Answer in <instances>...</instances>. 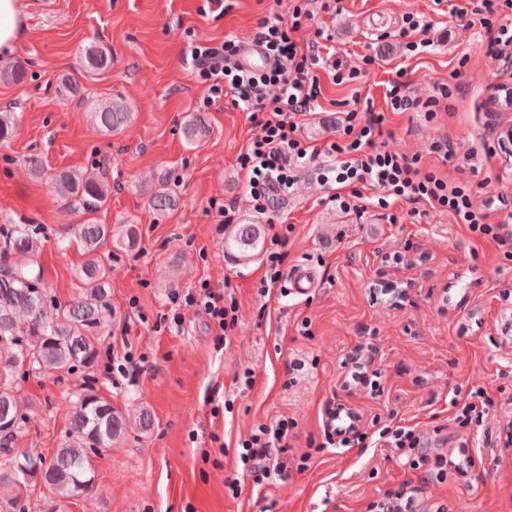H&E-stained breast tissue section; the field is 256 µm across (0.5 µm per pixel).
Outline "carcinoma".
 <instances>
[{
  "label": "carcinoma",
  "instance_id": "cac0c4a2",
  "mask_svg": "<svg viewBox=\"0 0 512 512\" xmlns=\"http://www.w3.org/2000/svg\"><path fill=\"white\" fill-rule=\"evenodd\" d=\"M83 66L90 72L107 70L112 57L105 47L90 43L80 49ZM133 117L121 97L97 105L91 119L106 130L118 129ZM17 124V113L0 111V141L7 140ZM210 133L205 118L191 116L183 127L187 143L200 144ZM50 192L86 215L82 224H65L55 234L58 249L80 245L85 261L78 271V298L61 304L43 283L35 267L45 241L39 224L0 225V448H9L22 436L28 417L18 397V378L50 377L78 368L91 371L100 353L102 336L116 312L112 309L110 273L112 249L132 250L139 242L135 224H99L94 215L112 193L106 163L91 170H60L45 178ZM176 183L161 178L147 189L150 206L163 213L174 207ZM264 225L244 221L224 225V247L241 260L259 255ZM74 407L67 418L65 438L47 459L42 473L25 477L14 458L0 457V512H30L32 487L44 489L47 512H64L67 503L94 489L92 457L129 434L125 413L112 402L83 387L72 392Z\"/></svg>",
  "mask_w": 512,
  "mask_h": 512
}]
</instances>
